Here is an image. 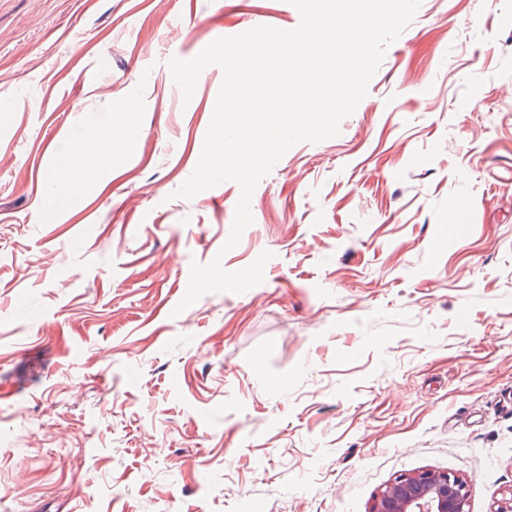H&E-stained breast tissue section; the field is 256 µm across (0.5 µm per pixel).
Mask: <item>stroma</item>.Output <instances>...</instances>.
Wrapping results in <instances>:
<instances>
[{
  "label": "stroma",
  "mask_w": 512,
  "mask_h": 512,
  "mask_svg": "<svg viewBox=\"0 0 512 512\" xmlns=\"http://www.w3.org/2000/svg\"><path fill=\"white\" fill-rule=\"evenodd\" d=\"M288 0H0V512H371L512 494V0H422L338 136L240 197L176 190L223 80L167 66ZM132 106L124 158L53 198ZM261 284L181 308L190 265ZM471 481L450 472L421 470L394 478L371 512H469Z\"/></svg>",
  "instance_id": "obj_1"
}]
</instances>
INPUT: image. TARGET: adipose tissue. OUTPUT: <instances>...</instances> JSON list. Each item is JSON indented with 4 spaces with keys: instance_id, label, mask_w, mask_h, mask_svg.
<instances>
[{
    "instance_id": "adipose-tissue-1",
    "label": "adipose tissue",
    "mask_w": 512,
    "mask_h": 512,
    "mask_svg": "<svg viewBox=\"0 0 512 512\" xmlns=\"http://www.w3.org/2000/svg\"><path fill=\"white\" fill-rule=\"evenodd\" d=\"M131 132L129 112H117L111 123L95 134L83 152L62 149L60 163L53 174L56 185L62 186L67 195L81 194L102 169L119 163L124 156L122 144Z\"/></svg>"
}]
</instances>
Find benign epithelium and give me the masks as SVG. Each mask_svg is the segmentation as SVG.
Here are the masks:
<instances>
[{"instance_id":"obj_1","label":"benign epithelium","mask_w":512,"mask_h":512,"mask_svg":"<svg viewBox=\"0 0 512 512\" xmlns=\"http://www.w3.org/2000/svg\"><path fill=\"white\" fill-rule=\"evenodd\" d=\"M471 481L450 472L421 470L394 478L372 512H469Z\"/></svg>"}]
</instances>
